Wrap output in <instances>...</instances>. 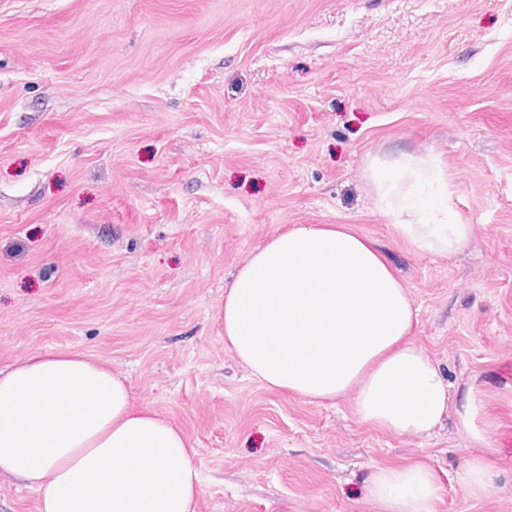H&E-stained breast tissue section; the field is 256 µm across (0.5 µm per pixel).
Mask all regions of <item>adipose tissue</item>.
<instances>
[{"instance_id":"1","label":"adipose tissue","mask_w":512,"mask_h":512,"mask_svg":"<svg viewBox=\"0 0 512 512\" xmlns=\"http://www.w3.org/2000/svg\"><path fill=\"white\" fill-rule=\"evenodd\" d=\"M379 208L424 256L472 237L432 153L373 157ZM224 345L266 388L309 403L349 396L364 424L426 435L454 416L479 446L494 429L480 393L455 397L412 339L417 312L395 270L347 224L275 233L238 269L220 311ZM184 432L136 404L126 378L86 353L48 348L0 369V473L39 497V512H197L202 482ZM497 464L471 456L457 483L472 499L496 487ZM442 486L422 460L375 467L378 512H434Z\"/></svg>"}]
</instances>
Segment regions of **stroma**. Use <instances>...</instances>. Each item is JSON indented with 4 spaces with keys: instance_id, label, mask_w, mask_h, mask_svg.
Here are the masks:
<instances>
[{
    "instance_id": "1",
    "label": "stroma",
    "mask_w": 512,
    "mask_h": 512,
    "mask_svg": "<svg viewBox=\"0 0 512 512\" xmlns=\"http://www.w3.org/2000/svg\"><path fill=\"white\" fill-rule=\"evenodd\" d=\"M432 152L472 240L421 256L369 158ZM348 224L397 270L417 344L495 424L476 454L254 379L217 318L274 232ZM123 374L194 443L197 512H377L374 467L419 459L435 512H512V0H0V368L43 348ZM499 469L485 454L471 456L462 466L457 483L463 493L472 499L487 496L496 488Z\"/></svg>"
}]
</instances>
